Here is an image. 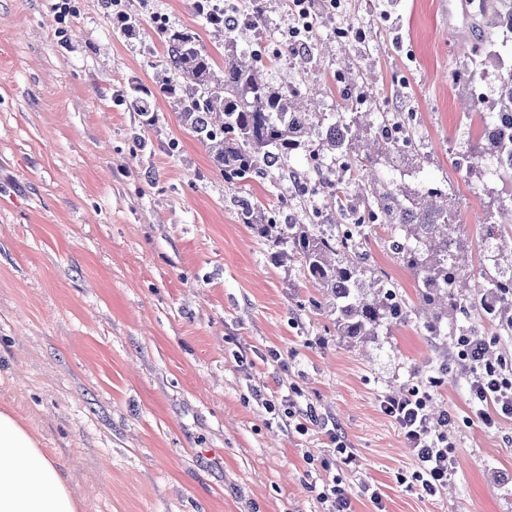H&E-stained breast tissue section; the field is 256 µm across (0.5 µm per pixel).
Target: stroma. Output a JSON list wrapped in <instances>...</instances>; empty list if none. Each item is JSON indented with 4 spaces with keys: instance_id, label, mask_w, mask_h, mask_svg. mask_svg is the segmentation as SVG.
Returning a JSON list of instances; mask_svg holds the SVG:
<instances>
[{
    "instance_id": "obj_1",
    "label": "stroma",
    "mask_w": 512,
    "mask_h": 512,
    "mask_svg": "<svg viewBox=\"0 0 512 512\" xmlns=\"http://www.w3.org/2000/svg\"><path fill=\"white\" fill-rule=\"evenodd\" d=\"M193 0H121L144 15L117 36L105 0H0V406L10 405L53 448L80 512H324L318 494L340 479L354 512H512V418L486 428L471 398L479 375L460 355L477 335L512 371V330L481 310L452 311L441 341L417 323L364 342L337 336L308 303L299 264L240 224L234 196L278 209L272 177L225 182L206 147L160 91L155 23L199 29ZM308 46L264 76L305 80L324 112H399L423 143L418 186L447 182L460 220L454 248L481 275L501 183L466 174L455 151L478 68L475 28L448 27V0H314ZM364 39L337 37L340 26ZM150 115L115 103L128 82ZM373 234L368 264L418 307V283ZM416 388L444 415L456 464L433 496L400 476L416 460L380 408ZM273 410H266L265 401ZM303 422L306 433L295 430ZM356 454L339 464L335 440Z\"/></svg>"
}]
</instances>
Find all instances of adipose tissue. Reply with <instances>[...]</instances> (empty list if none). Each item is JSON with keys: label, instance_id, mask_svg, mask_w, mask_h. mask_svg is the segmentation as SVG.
Listing matches in <instances>:
<instances>
[{"label": "adipose tissue", "instance_id": "ef3b65f1", "mask_svg": "<svg viewBox=\"0 0 512 512\" xmlns=\"http://www.w3.org/2000/svg\"><path fill=\"white\" fill-rule=\"evenodd\" d=\"M57 458L9 408L0 409V512H79Z\"/></svg>", "mask_w": 512, "mask_h": 512}]
</instances>
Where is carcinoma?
<instances>
[{
  "label": "carcinoma",
  "mask_w": 512,
  "mask_h": 512,
  "mask_svg": "<svg viewBox=\"0 0 512 512\" xmlns=\"http://www.w3.org/2000/svg\"><path fill=\"white\" fill-rule=\"evenodd\" d=\"M242 7L221 13L210 10L207 0H193V10L202 26L224 34V55L211 52L200 35L190 30L161 26L156 35L164 62L161 89L181 106V118L207 149L213 163L224 174V181L235 183L262 177L275 169L291 182L280 198V211L268 216L251 197L234 199L240 223L269 243L288 245V259L300 262L309 284L322 293L323 301L311 299L316 308L326 307L333 316L336 335L354 340L375 336L378 329L392 322H405L411 316L402 295L393 288L383 289L378 281L367 279L363 245L345 242L325 232L318 224H304L291 211V200L305 193L307 184L298 181L288 168L300 151L329 162L321 179L326 197L338 206L350 197L346 187L333 184L332 168L342 161L361 173L365 186L357 191L363 205L378 213L388 224V245L403 266L421 282L423 300L454 305L465 301L480 305L503 325L512 327V281L496 280L490 273L470 282L455 261L452 231L458 215L448 209V186H395L376 181L377 159L355 153L357 134L355 112H321L310 102L300 108L301 87L288 80L273 86L262 78L261 67L247 47L239 45L236 32L244 19L260 25L268 18L263 0H241ZM140 18L123 10L113 12V28L133 36ZM474 26L512 37V0H493L477 10ZM499 91L483 111V102L472 103L468 118L478 114L484 123L502 128L512 114V72L500 77ZM121 103L135 112H151L138 85L125 89ZM373 130V141L386 154L387 163L402 151L380 132ZM445 309L424 317L416 316L428 336L448 335L443 326Z\"/></svg>",
  "instance_id": "cac0c4a2"
}]
</instances>
